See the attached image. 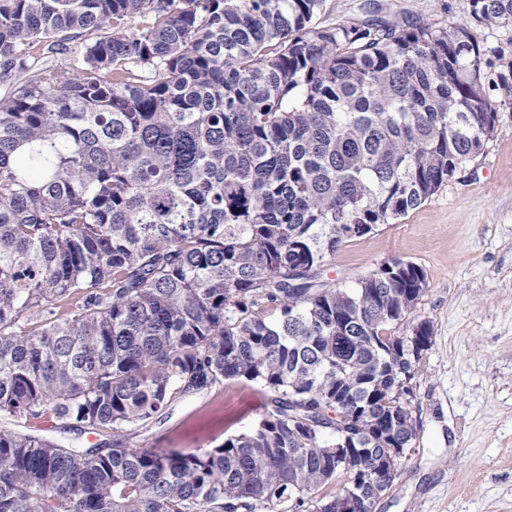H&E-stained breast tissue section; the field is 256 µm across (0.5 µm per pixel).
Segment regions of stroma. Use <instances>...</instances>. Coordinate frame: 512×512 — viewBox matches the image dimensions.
I'll use <instances>...</instances> for the list:
<instances>
[{
    "instance_id": "35a3bbf8",
    "label": "stroma",
    "mask_w": 512,
    "mask_h": 512,
    "mask_svg": "<svg viewBox=\"0 0 512 512\" xmlns=\"http://www.w3.org/2000/svg\"><path fill=\"white\" fill-rule=\"evenodd\" d=\"M404 28L468 22L466 0H326L323 23ZM422 268L427 288L407 320L429 321L412 381L416 438L376 512H512V106L483 155L398 223L339 247L325 272L349 286L384 261ZM256 385L227 381L173 403L150 425L153 447L210 448L259 417Z\"/></svg>"
}]
</instances>
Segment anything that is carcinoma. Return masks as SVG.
Masks as SVG:
<instances>
[{
  "mask_svg": "<svg viewBox=\"0 0 512 512\" xmlns=\"http://www.w3.org/2000/svg\"><path fill=\"white\" fill-rule=\"evenodd\" d=\"M325 2L0 0V512H344L347 488L375 512L391 491L420 358L386 331L425 274H324L484 153L512 62L487 79L466 24L324 25ZM467 11L512 24V0ZM80 37L71 73L30 75ZM225 379L264 392L250 428L137 440Z\"/></svg>",
  "mask_w": 512,
  "mask_h": 512,
  "instance_id": "obj_1",
  "label": "carcinoma"
}]
</instances>
